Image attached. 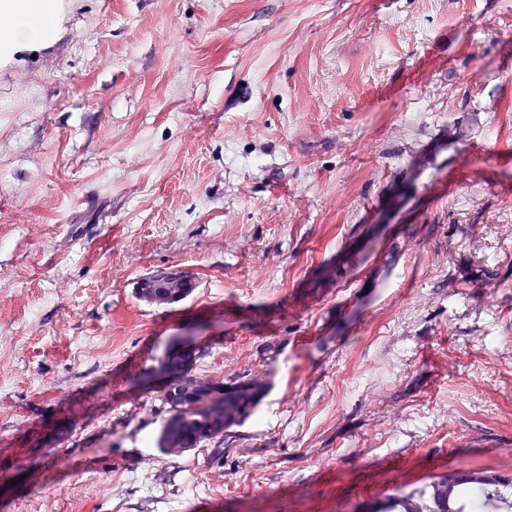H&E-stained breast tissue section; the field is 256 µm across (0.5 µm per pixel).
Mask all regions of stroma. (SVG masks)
I'll return each mask as SVG.
<instances>
[{
	"label": "stroma",
	"instance_id": "35a3bbf8",
	"mask_svg": "<svg viewBox=\"0 0 512 512\" xmlns=\"http://www.w3.org/2000/svg\"><path fill=\"white\" fill-rule=\"evenodd\" d=\"M4 52L0 512L512 473V0H67ZM163 269L196 287L148 304ZM176 336L261 395L167 455Z\"/></svg>",
	"mask_w": 512,
	"mask_h": 512
}]
</instances>
